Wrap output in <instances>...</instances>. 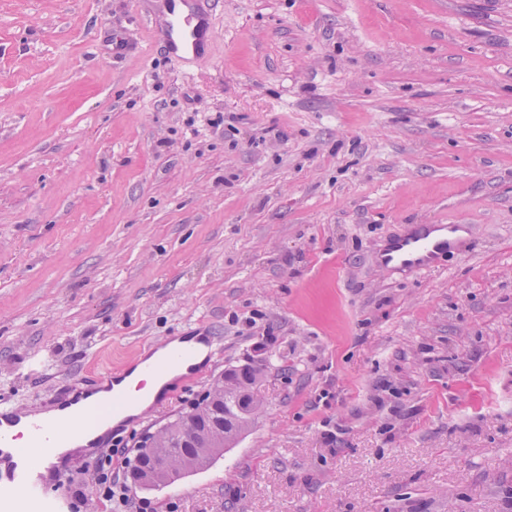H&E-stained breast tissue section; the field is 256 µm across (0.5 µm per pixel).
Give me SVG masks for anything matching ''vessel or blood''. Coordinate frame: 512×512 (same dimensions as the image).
Instances as JSON below:
<instances>
[{"label":"vessel or blood","mask_w":512,"mask_h":512,"mask_svg":"<svg viewBox=\"0 0 512 512\" xmlns=\"http://www.w3.org/2000/svg\"><path fill=\"white\" fill-rule=\"evenodd\" d=\"M169 18L156 24L158 38L171 52L183 51L195 56L204 53L215 28L213 14H201L196 0H165ZM466 227L462 224H417L404 234L385 243L377 255L378 264L386 269L419 273L438 267L441 256L458 248ZM193 346L174 345L159 360L148 364L151 374L161 377L177 370L194 354ZM105 413L103 406L92 404L83 408L78 421L62 419L48 424L40 420L28 424V447L39 458L48 457L65 436L76 428H89ZM24 491L27 503L38 512H65L64 497L45 498L44 490L31 463L14 464L0 474V512H16L17 491Z\"/></svg>","instance_id":"b4317fda"}]
</instances>
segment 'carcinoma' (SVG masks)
<instances>
[{"instance_id": "obj_1", "label": "carcinoma", "mask_w": 512, "mask_h": 512, "mask_svg": "<svg viewBox=\"0 0 512 512\" xmlns=\"http://www.w3.org/2000/svg\"><path fill=\"white\" fill-rule=\"evenodd\" d=\"M265 376L261 367L227 368L215 383L224 387L210 388L192 409L166 423L148 438L150 445L178 468L183 464V454L188 446L183 440L189 426L215 428L225 426L249 427L261 406L257 387Z\"/></svg>"}]
</instances>
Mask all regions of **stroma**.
<instances>
[{"instance_id": "1", "label": "stroma", "mask_w": 512, "mask_h": 512, "mask_svg": "<svg viewBox=\"0 0 512 512\" xmlns=\"http://www.w3.org/2000/svg\"><path fill=\"white\" fill-rule=\"evenodd\" d=\"M215 11L198 64L156 41L161 0H0V397L41 411L212 334L204 375L91 451L123 474L263 366L223 456L135 490L154 512H512V0ZM411 224L472 245L378 266ZM87 460L48 484L69 512L103 503Z\"/></svg>"}]
</instances>
